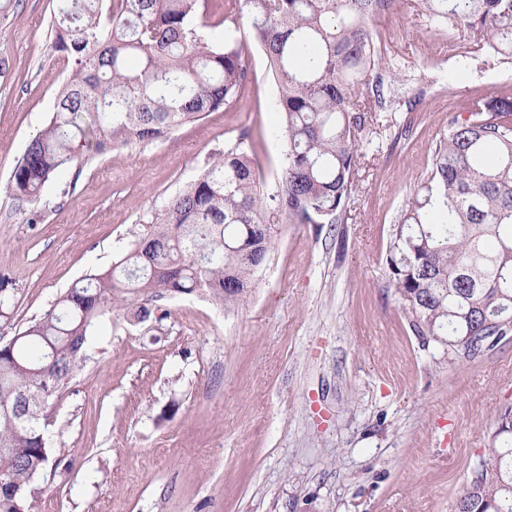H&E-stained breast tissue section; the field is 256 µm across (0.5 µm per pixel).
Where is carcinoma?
<instances>
[{"label": "carcinoma", "mask_w": 512, "mask_h": 512, "mask_svg": "<svg viewBox=\"0 0 512 512\" xmlns=\"http://www.w3.org/2000/svg\"><path fill=\"white\" fill-rule=\"evenodd\" d=\"M209 0H55L53 49L69 73L52 115L10 177L16 200L42 201L58 173L107 149L160 140L240 97V28L204 21ZM389 0H243L249 35L278 89L286 140L278 190L265 191L241 138L168 199L112 268L88 274L0 344V512H31L49 462V402L72 379L94 325L137 304L198 294L226 307L249 296L279 224H337L354 187L357 135L371 107L355 90L379 61L369 20ZM485 54L512 60V0H421ZM385 274L412 331L461 353L460 336H512V97L475 103L432 151L431 169L390 229ZM462 512H512V407L499 414Z\"/></svg>", "instance_id": "1"}]
</instances>
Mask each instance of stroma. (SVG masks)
Masks as SVG:
<instances>
[{
    "mask_svg": "<svg viewBox=\"0 0 512 512\" xmlns=\"http://www.w3.org/2000/svg\"><path fill=\"white\" fill-rule=\"evenodd\" d=\"M0 342L83 276L108 269L205 161L248 137L268 188L285 142L253 40L240 98L171 136L64 170L49 206L15 200L12 169L69 72L52 0H0ZM371 27L384 98L358 139L339 224H282L249 299L156 302L95 327L46 410L50 463L31 512H453L512 407V341L465 359L422 344L385 275L390 226L431 150L473 100L512 96V63L455 74L462 27L391 0ZM39 221H32V214Z\"/></svg>",
    "mask_w": 512,
    "mask_h": 512,
    "instance_id": "obj_1",
    "label": "stroma"
}]
</instances>
